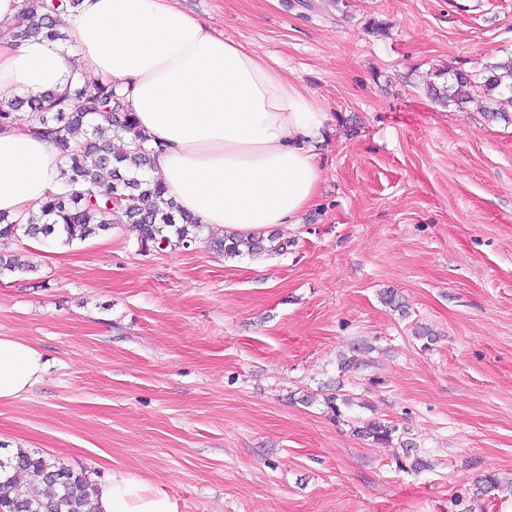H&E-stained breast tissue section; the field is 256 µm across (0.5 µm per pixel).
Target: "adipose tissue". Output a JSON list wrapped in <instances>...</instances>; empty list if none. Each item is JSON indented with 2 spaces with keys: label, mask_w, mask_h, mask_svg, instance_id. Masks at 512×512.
<instances>
[{
  "label": "adipose tissue",
  "mask_w": 512,
  "mask_h": 512,
  "mask_svg": "<svg viewBox=\"0 0 512 512\" xmlns=\"http://www.w3.org/2000/svg\"><path fill=\"white\" fill-rule=\"evenodd\" d=\"M19 0H0V104L65 85L72 68L118 84L155 148L154 177L201 223L230 234L297 223L316 200L326 114L246 46L179 0H82L62 14L65 44L15 39ZM58 150L18 119L0 130V213L39 214L61 182ZM47 370L0 336V403ZM97 512H177L166 492L123 472L98 486Z\"/></svg>",
  "instance_id": "adipose-tissue-1"
}]
</instances>
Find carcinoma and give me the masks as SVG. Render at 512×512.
<instances>
[{"mask_svg":"<svg viewBox=\"0 0 512 512\" xmlns=\"http://www.w3.org/2000/svg\"><path fill=\"white\" fill-rule=\"evenodd\" d=\"M80 0H21L19 13L25 24L16 37L42 36L52 41L64 39L57 29L56 16L79 5ZM488 76L479 82L457 73L440 89L431 92L445 103L463 105L481 95L497 91L512 105V59L487 66ZM25 108L31 121L41 126V134L65 159L62 182L49 195L41 214L26 224H15L0 214V238L22 234L33 239L56 240L64 245L105 234L116 219L137 231L140 248H188L196 242L203 228L198 219L177 202L164 198L166 187L142 171L152 167L155 150L138 128L133 113L118 85L112 82L89 84L79 69L72 70L65 86L47 92L42 98H16L0 105V128L13 122L15 111ZM103 119L112 128L113 137L127 140L128 149L116 153L112 145L100 142L99 124ZM119 204L112 205V197ZM289 242H275L255 235H229L224 238V256L244 254H283ZM332 416L342 415L349 405L343 393L323 396ZM396 426L371 419L356 428L360 436L376 444H388ZM44 483L57 491L41 497L32 491L34 484ZM96 484L86 470L79 472L56 460L19 448L4 455L0 464V512H95L93 500Z\"/></svg>","mask_w":512,"mask_h":512,"instance_id":"1","label":"carcinoma"}]
</instances>
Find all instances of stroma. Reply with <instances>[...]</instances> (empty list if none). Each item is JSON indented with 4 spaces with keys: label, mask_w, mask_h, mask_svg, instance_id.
Returning a JSON list of instances; mask_svg holds the SVG:
<instances>
[{
    "label": "stroma",
    "mask_w": 512,
    "mask_h": 512,
    "mask_svg": "<svg viewBox=\"0 0 512 512\" xmlns=\"http://www.w3.org/2000/svg\"><path fill=\"white\" fill-rule=\"evenodd\" d=\"M179 2L326 112L318 199L270 228L282 255L225 257L208 226L186 249L125 224L0 242L27 265L0 276V336L48 360L0 403V447L139 476L177 512H512L477 492L512 479V122L426 87L512 57V0ZM357 435L371 438L376 444H388L393 439L396 426L382 423L379 420L371 419L362 422V426L356 428Z\"/></svg>",
    "instance_id": "obj_1"
}]
</instances>
